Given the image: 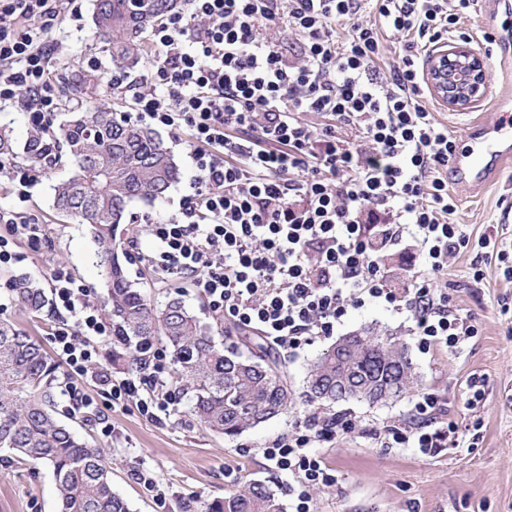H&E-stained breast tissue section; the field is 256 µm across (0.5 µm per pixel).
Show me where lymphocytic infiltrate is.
Here are the masks:
<instances>
[{
    "mask_svg": "<svg viewBox=\"0 0 512 512\" xmlns=\"http://www.w3.org/2000/svg\"><path fill=\"white\" fill-rule=\"evenodd\" d=\"M70 0H0V101L18 88L31 130L44 129L59 106L50 80L46 36ZM474 0H190L182 15L151 32L154 66L134 93L139 115L187 133L196 171L175 216L151 219L153 271L189 278L212 311L243 329H258L284 353L333 336L349 309L381 301L410 314L422 350L458 352L479 329L437 282L451 257L471 254L473 279L489 256L505 260L491 237L471 241L453 216L448 164L456 142L422 101L419 59L447 39ZM373 14L364 22L363 14ZM291 34L301 60H287ZM406 37L399 63L385 68L383 33ZM319 116V125L305 115ZM0 267L19 259L14 235L37 244L43 226L0 209ZM417 247L408 288L391 287L381 259L404 237ZM49 338L66 367L70 410L102 433L112 425L77 379L95 377L112 405L135 402L147 418L170 415L169 366L146 349L136 371L116 381L98 360L95 339L112 327L87 297L89 288L56 269ZM440 408L422 395L421 425H386L377 437L431 454L455 447L459 424L427 428ZM347 420L317 414L262 449L294 479L293 512H310L308 490L332 487L335 475L316 449L348 431Z\"/></svg>",
    "mask_w": 512,
    "mask_h": 512,
    "instance_id": "1",
    "label": "lymphocytic infiltrate"
}]
</instances>
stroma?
Listing matches in <instances>:
<instances>
[{"mask_svg":"<svg viewBox=\"0 0 512 512\" xmlns=\"http://www.w3.org/2000/svg\"><path fill=\"white\" fill-rule=\"evenodd\" d=\"M92 9V0H71L66 18L49 33L55 48L52 61L69 64L72 72L82 73L92 59L97 71L108 77L112 65L108 53L99 47ZM510 21L512 12L503 0H478L457 26L484 62L486 93L464 109L448 108L435 96L426 101L437 122L454 137L457 149L466 148L465 132L472 122H495L493 95L512 87V37L503 30ZM488 33L494 34V41H485ZM158 133L180 166V179L163 201L132 204L137 225L147 216L168 218L176 214L195 175L187 134L177 135L163 127ZM69 174V165L62 162L51 169L14 168L0 177V209L32 214L45 229V237L36 247L16 237L14 249L20 255L19 262L0 268V319L12 321L44 344L49 341L47 333L56 313L50 306L37 316L19 310L12 300L13 276L31 275L48 291L53 270L61 267L89 286L92 304L101 302V277L87 226L57 214L52 207L53 184ZM448 192L457 203L456 220L465 224L472 238L487 234L512 240V170L504 171L480 190L452 182ZM152 248L147 237L135 236L127 247L130 276L142 283L152 299L181 298L204 322H212L213 311L189 280L160 282L141 261V254ZM470 261L467 254L452 258L448 275L439 280L459 311L470 315L479 326L478 336L460 352L420 350L409 314L379 302L350 310L337 325L340 336L367 329L408 343L415 382L393 402H307V369L331 346V339L326 338L283 356L291 388L287 413L233 439L202 428L186 397L161 423L147 419L132 403L110 409L114 431L109 437L73 415L66 397L56 396V410L78 436L111 459L112 488L131 512H200L201 502L227 497L254 482L287 497L291 476L274 470L261 449L315 413L346 418L351 430L323 443L319 450L336 483L329 488H311V512H512V311L501 310L502 302L512 303V280L504 277L502 264L494 262L485 266L482 281H474ZM473 374L486 379L477 409L482 428L476 447H447L430 456L415 448H388L375 438V431L387 424L410 421L415 401L425 393L436 394L444 402L443 417L467 422L469 413L464 403ZM140 470L159 479L167 492L165 501H157L140 483L136 477ZM56 506L57 490L49 470L19 463L0 452V512H56Z\"/></svg>","mask_w":512,"mask_h":512,"instance_id":"1","label":"stroma"}]
</instances>
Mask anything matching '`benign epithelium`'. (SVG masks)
Returning <instances> with one entry per match:
<instances>
[{
  "mask_svg": "<svg viewBox=\"0 0 512 512\" xmlns=\"http://www.w3.org/2000/svg\"><path fill=\"white\" fill-rule=\"evenodd\" d=\"M428 81L443 103L464 109L481 98L486 71L483 61L467 44L454 43L435 53Z\"/></svg>",
  "mask_w": 512,
  "mask_h": 512,
  "instance_id": "7a95c632",
  "label": "benign epithelium"
}]
</instances>
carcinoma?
Instances as JSON below:
<instances>
[{"label":"carcinoma","instance_id":"carcinoma-1","mask_svg":"<svg viewBox=\"0 0 512 512\" xmlns=\"http://www.w3.org/2000/svg\"><path fill=\"white\" fill-rule=\"evenodd\" d=\"M186 6L187 0H95L92 23L113 67L129 72L149 55L144 34ZM91 82L85 74L62 81L67 101L76 100L82 108L51 131L72 164L71 176L53 187V207L90 227L102 269L103 305L112 317L116 342L139 364L144 347L163 340L177 379L191 393V411L213 433L234 437L276 418L287 410L290 392L282 362L264 343L251 336L242 339L263 365L237 349L226 350L223 319L216 318L214 326L205 323L177 298L158 304L128 276L122 257L130 205L163 198L178 179L179 167L151 129L117 116L104 102L85 100ZM44 135L30 132L19 153L12 130L0 126V174L18 161L41 163L35 139ZM12 292L15 304L28 314L37 315L48 305L43 289L27 274L15 276ZM346 338L345 350L333 346L310 366L308 399L378 403L400 396L401 376L413 375L406 343L364 333ZM58 370L39 340L0 319V450L52 473L57 512H130L112 490L108 458L56 416ZM205 512H286V505L270 487L252 483L206 504Z\"/></svg>","mask_w":512,"mask_h":512}]
</instances>
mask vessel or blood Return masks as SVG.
<instances>
[{
    "instance_id": "b4317fda",
    "label": "vessel or blood",
    "mask_w": 512,
    "mask_h": 512,
    "mask_svg": "<svg viewBox=\"0 0 512 512\" xmlns=\"http://www.w3.org/2000/svg\"><path fill=\"white\" fill-rule=\"evenodd\" d=\"M497 123L472 125L466 133L471 143L467 153H455L450 161L459 182L480 187L512 164V107L506 101L496 103Z\"/></svg>"
}]
</instances>
